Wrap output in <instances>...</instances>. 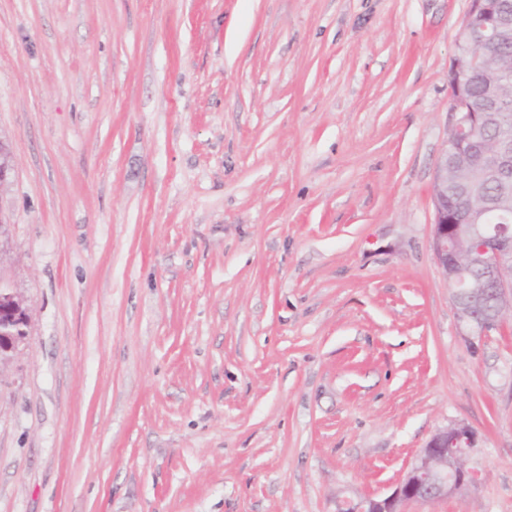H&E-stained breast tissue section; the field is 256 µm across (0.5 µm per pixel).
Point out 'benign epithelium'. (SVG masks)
Wrapping results in <instances>:
<instances>
[{
    "label": "benign epithelium",
    "mask_w": 512,
    "mask_h": 512,
    "mask_svg": "<svg viewBox=\"0 0 512 512\" xmlns=\"http://www.w3.org/2000/svg\"><path fill=\"white\" fill-rule=\"evenodd\" d=\"M460 34L464 43H456V48L463 53L453 56L448 73L453 123L448 148L435 168L432 250L441 272L454 278L471 301L492 296L490 311L453 302L459 325L483 335L500 327L505 314L512 312V132L500 123L501 114L512 106L500 88L512 75L490 65L499 48L512 40V4L469 0ZM474 75L485 78L490 90L489 102L479 112L461 95ZM464 172L496 178L494 206L485 203L479 182L459 179ZM450 194L462 196L464 203L448 209ZM461 245L468 246L462 259L457 253ZM28 322L23 300L0 279L1 358L16 351L27 335ZM476 444L471 427L451 424L429 440L391 494L349 501L338 512H406L410 503L436 502L475 489L480 474L465 460Z\"/></svg>",
    "instance_id": "7a95c632"
}]
</instances>
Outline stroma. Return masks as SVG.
<instances>
[{"label": "stroma", "instance_id": "stroma-1", "mask_svg": "<svg viewBox=\"0 0 512 512\" xmlns=\"http://www.w3.org/2000/svg\"><path fill=\"white\" fill-rule=\"evenodd\" d=\"M468 0H0V512H337L470 426L512 512V318L432 248ZM29 316L23 300L0 275V357L13 353L27 335Z\"/></svg>", "mask_w": 512, "mask_h": 512}]
</instances>
